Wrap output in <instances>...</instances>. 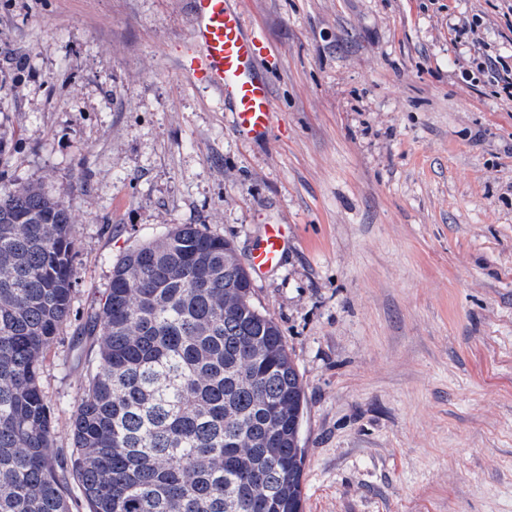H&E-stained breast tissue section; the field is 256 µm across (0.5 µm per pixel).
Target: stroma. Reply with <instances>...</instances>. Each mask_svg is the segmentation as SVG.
Here are the masks:
<instances>
[{
  "mask_svg": "<svg viewBox=\"0 0 512 512\" xmlns=\"http://www.w3.org/2000/svg\"><path fill=\"white\" fill-rule=\"evenodd\" d=\"M237 5L271 49L257 139L182 67L192 0H0V188L39 185L76 232L40 374L56 452L116 262L176 224L246 259L280 224L252 300L304 386V512H512V100L461 76L512 55V22L487 0ZM288 246V237L280 224H268L265 227L261 247L249 258V265L254 271L278 264Z\"/></svg>",
  "mask_w": 512,
  "mask_h": 512,
  "instance_id": "obj_1",
  "label": "stroma"
}]
</instances>
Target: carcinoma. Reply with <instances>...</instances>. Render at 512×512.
<instances>
[{
	"label": "carcinoma",
	"mask_w": 512,
	"mask_h": 512,
	"mask_svg": "<svg viewBox=\"0 0 512 512\" xmlns=\"http://www.w3.org/2000/svg\"><path fill=\"white\" fill-rule=\"evenodd\" d=\"M74 247L40 186L0 190V512H302L299 372L234 246L193 224L114 266L85 327L72 452L54 454L39 378Z\"/></svg>",
	"instance_id": "carcinoma-1"
}]
</instances>
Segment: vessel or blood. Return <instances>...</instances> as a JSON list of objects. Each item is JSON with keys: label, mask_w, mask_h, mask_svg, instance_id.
Returning <instances> with one entry per match:
<instances>
[{"label": "vessel or blood", "mask_w": 512, "mask_h": 512, "mask_svg": "<svg viewBox=\"0 0 512 512\" xmlns=\"http://www.w3.org/2000/svg\"><path fill=\"white\" fill-rule=\"evenodd\" d=\"M192 39L199 49L186 66L196 82L227 101L236 115L239 134L266 135L271 123V89L259 74L268 46L247 31L233 0H193ZM288 246L284 228L267 225L261 247L249 258L253 270L278 264Z\"/></svg>", "instance_id": "b4317fda"}]
</instances>
